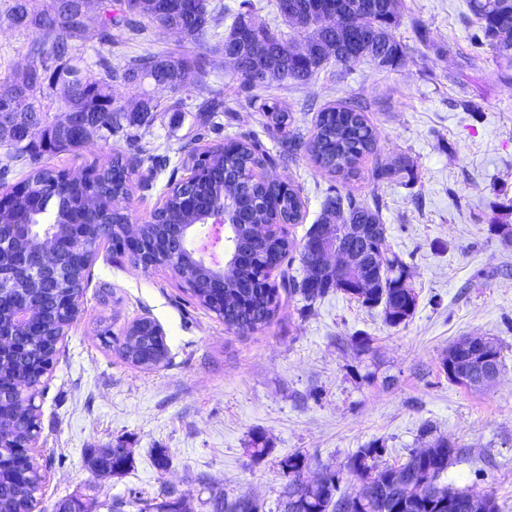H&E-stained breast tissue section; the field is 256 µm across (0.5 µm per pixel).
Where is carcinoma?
Here are the masks:
<instances>
[{
  "instance_id": "obj_1",
  "label": "carcinoma",
  "mask_w": 512,
  "mask_h": 512,
  "mask_svg": "<svg viewBox=\"0 0 512 512\" xmlns=\"http://www.w3.org/2000/svg\"><path fill=\"white\" fill-rule=\"evenodd\" d=\"M119 2L120 8L114 10L112 0H100V44H112L115 29L147 37L165 30L164 21L175 17L188 41L195 42L209 35L213 40L210 52L224 55V60L232 63L248 90L264 88L274 82L303 84L330 62L350 68L365 54L383 69H396L404 59L403 46L394 34L398 20L397 0H294V14L304 20L296 31L306 38L309 52L284 56L282 46L288 44V40L277 30L264 27L253 44L251 55L263 60V66L251 69L240 68V61L248 55L234 52L235 42L225 40L212 26V14L224 11V4H213L209 0H152L151 5L133 11L126 8L127 0ZM468 8L479 24L478 44L491 52L500 67L512 69V0H468ZM253 10L252 0H241L238 10L228 12L227 17L232 19L230 32L250 27ZM6 11L16 28L32 33L33 38L24 45L25 68L12 73L0 88V103L15 102L32 125L43 127V138L38 142L25 140V133L20 132L3 143L16 160L35 162L45 154L75 151L84 146L93 133L104 140L113 136L121 138L132 147L140 138L139 128L157 111L158 102L144 94L131 108L116 105L112 98V79L136 85L150 80L157 87L178 91L186 87L189 71L201 77L208 74L210 60L205 54L191 58L147 53L122 69L112 68V62L102 57L98 64L104 76L84 82L85 58L80 41L86 25L78 13L63 14L56 4H41L39 0H9ZM323 13L334 14L333 27L320 24ZM59 84L72 90L74 99L83 103L90 132L74 126L65 129L58 120L48 121L42 100L47 91ZM174 105L203 113V136L213 137L217 143L202 151L206 158L199 160L197 155L191 156L202 171L195 180H182L170 188L159 222L140 226L144 239L159 243L149 264L177 268L193 300L216 312L227 328L242 332L257 330L270 321L278 308L282 290L288 298L298 296L305 302L300 308L302 313L334 288L368 307L384 306L385 320L391 326L413 315L417 297L404 278L406 265L397 255L388 252L379 204L371 206L354 196H344L332 186L323 202L320 220L310 227L302 240L296 241L282 231L273 232L269 229L271 221L300 223L302 202L295 189L284 191L257 175L256 170L264 167L270 156L258 154L255 135L239 136L233 141V148L223 152L224 124L217 121V117L229 111L224 103L205 99L194 104L181 97ZM262 111L279 133L280 156L290 157L302 150L316 167L328 173H353L356 164L375 149V136L365 115L367 105L362 100L320 109L315 133L307 140L295 131L293 116L277 104L267 103ZM143 161L137 154L132 158L117 154L110 167L100 171L92 164L78 173L33 168L24 182L23 201L13 210L0 212V226L8 235L6 248L0 251V261L8 262L11 250L34 243L35 233L45 229L42 210L61 207L57 229L65 232L75 216L83 213L88 201H99L106 206L105 223L82 227L78 239L83 259H70L63 270L67 287H81L86 272L84 260L93 257L102 243L117 240L123 232L128 214L112 203L129 198L132 192L129 170ZM375 176L380 180L401 182L413 178L414 173L401 159L381 165ZM233 195L248 201L250 208L241 218L243 227L237 229L231 246L252 253L253 264L247 271L225 269L224 287L216 288L218 278L214 273L187 254L174 253L166 248V243L174 225L192 224L200 219L189 206L188 198L194 196L218 204ZM325 224L333 225L335 234L364 236L362 250L368 263L365 273L360 274L351 267L316 265V242ZM294 252L299 253L307 276L300 279L285 274L280 285L271 284L270 272ZM59 289L60 285L55 284L38 291V306L34 311L40 318L43 333L25 340L24 347L3 365L4 373L21 363L37 368L41 374L46 365L55 364L58 344L76 316L74 311H65L58 305ZM462 345L463 342H457L448 352L454 353V358L469 369V381L463 386L479 390L484 387L482 377L487 364L473 358L470 350ZM121 352L130 362L147 368L168 359L164 337L159 334L157 324L146 318L128 328ZM21 401L13 392L0 397V405L12 412V422L3 434V441L10 445L24 443L35 427L37 416L23 408ZM385 452L386 448L375 442L361 448L344 467L323 473V481L317 485L301 479L306 458L299 453L288 456L283 464L293 479L288 485L283 512H448L450 501L473 503L470 512H498L496 498L491 493L438 484L441 474L459 453L448 439L436 437L427 448L411 453L406 462L380 467L377 460ZM38 476L34 467L28 468L25 476L5 473L0 478V509L27 512ZM347 479L359 481L362 491L355 496L338 494L340 483ZM209 505L211 512H261L263 507L256 499L230 500L222 494L211 497Z\"/></svg>"
}]
</instances>
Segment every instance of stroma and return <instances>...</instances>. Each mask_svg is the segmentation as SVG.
Returning <instances> with one entry per match:
<instances>
[{
    "label": "stroma",
    "instance_id": "obj_1",
    "mask_svg": "<svg viewBox=\"0 0 512 512\" xmlns=\"http://www.w3.org/2000/svg\"><path fill=\"white\" fill-rule=\"evenodd\" d=\"M477 31L467 0H400L395 35L406 56L397 70L367 58L350 69L327 65L302 85L249 92L222 56H212L206 89L228 107L220 117L225 136L252 132L270 151L277 133L259 110L264 101H277L306 136L323 107L368 102L376 151L353 175L322 171L304 153L274 159L264 171L300 192L305 217L287 227L298 240L319 218L329 186L379 203L388 249L406 264L417 296L415 312L392 326L382 307L332 291L307 313L285 303L267 326L240 333L191 301L171 269L134 267L102 244L80 314L36 399V461L47 475L42 512L69 497L82 499L87 512H109L115 499L124 512H139L169 491L183 512H209L217 493L281 512L292 480L282 466L288 455L306 457L307 481L375 441L386 447L379 465L401 464L424 447L426 425L460 450L441 484L493 491L500 512H512V77L475 52ZM28 39L0 9V81L24 65ZM82 45L94 79L103 75L101 55L118 67L148 52L197 50L168 32L140 39L118 30L104 46L93 23ZM142 89L161 109L139 130L150 159L134 168L125 203L136 224L149 219L169 184L187 177L188 155L211 144L199 136L201 113L172 111L177 93L150 82ZM139 90L114 83L115 104L130 105ZM127 150L124 140L94 137L42 162L75 171ZM156 155L161 164H152ZM400 156L414 166L412 183L375 178L378 165ZM141 318L162 327L169 348L153 369L99 338L106 326L122 338ZM360 336L370 339L366 349L356 344ZM466 336L502 346L504 366L480 390L452 383L442 366L449 346ZM257 438L265 448L259 456ZM108 448L128 449L130 463L101 479L91 462Z\"/></svg>",
    "mask_w": 512,
    "mask_h": 512
}]
</instances>
